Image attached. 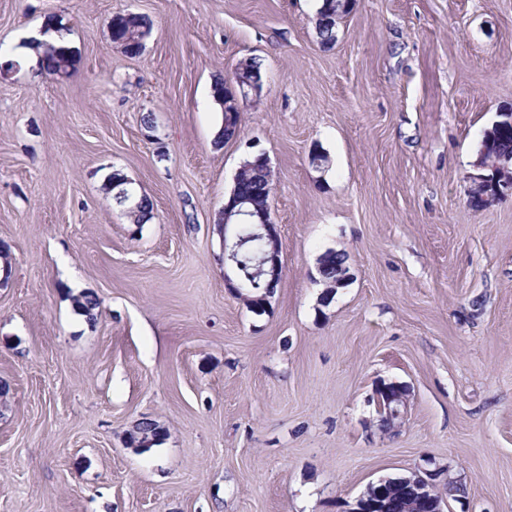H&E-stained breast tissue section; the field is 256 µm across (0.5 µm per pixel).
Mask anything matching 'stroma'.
<instances>
[{"label": "stroma", "instance_id": "35a3bbf8", "mask_svg": "<svg viewBox=\"0 0 512 512\" xmlns=\"http://www.w3.org/2000/svg\"><path fill=\"white\" fill-rule=\"evenodd\" d=\"M317 5L0 0V512H348L414 471L457 486L447 512H512V194L467 193L512 111V0H354L329 48ZM118 12L153 23L139 56L111 40ZM53 14L62 85L22 57ZM249 57L261 95L215 148L212 87ZM257 151L284 264L259 316L214 226ZM115 171L146 223L105 193ZM330 250L351 280L327 300ZM390 382L408 401L386 431ZM144 417L164 441L126 445ZM485 164H491L490 160L479 158L473 167L478 173H471L468 176L470 186L468 190V200L478 202L480 209L487 208L492 203L498 201L501 197L512 193V184L508 185L503 183L502 186L494 185L493 190L490 188V183L487 177L479 173L484 168Z\"/></svg>", "mask_w": 512, "mask_h": 512}]
</instances>
